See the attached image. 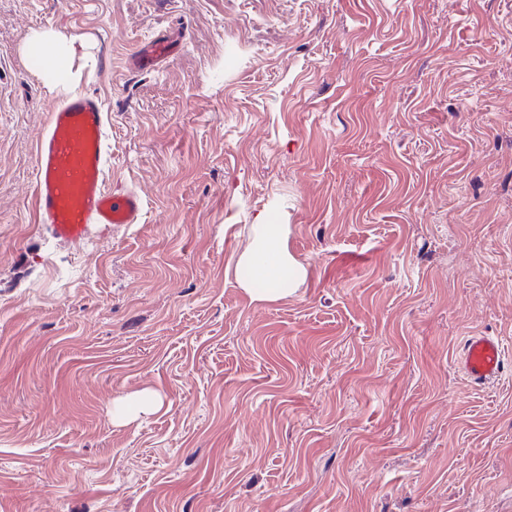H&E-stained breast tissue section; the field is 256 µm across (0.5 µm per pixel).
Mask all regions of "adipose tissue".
Instances as JSON below:
<instances>
[{"mask_svg":"<svg viewBox=\"0 0 512 512\" xmlns=\"http://www.w3.org/2000/svg\"><path fill=\"white\" fill-rule=\"evenodd\" d=\"M77 56L76 42L64 36L32 39L26 57L34 73L58 86L72 83V63ZM237 267L248 268L259 289L252 296L261 302L275 301L296 290L306 271L287 247V227L259 218L252 227L247 247L240 253Z\"/></svg>","mask_w":512,"mask_h":512,"instance_id":"adipose-tissue-1","label":"adipose tissue"}]
</instances>
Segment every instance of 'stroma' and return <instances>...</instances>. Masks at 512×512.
<instances>
[{
	"label": "stroma",
	"mask_w": 512,
	"mask_h": 512,
	"mask_svg": "<svg viewBox=\"0 0 512 512\" xmlns=\"http://www.w3.org/2000/svg\"><path fill=\"white\" fill-rule=\"evenodd\" d=\"M45 33L146 201L76 246L33 210ZM262 214L274 302L227 273ZM474 331L512 352V0H0V512H512ZM177 46L165 35H156L142 42L130 57L135 70H154L174 56ZM26 57L37 76L57 86L71 85L72 63L77 57L75 39L34 38L28 43ZM242 267L252 272L254 281L266 282V288L258 290L252 288L251 282L240 280L241 286L261 302L286 297L296 290L306 274L302 264L288 252L287 225L271 224L269 217H260L257 224H252L250 242L236 261V275ZM505 359V349L499 337L474 332L458 349L454 364L471 384L485 386L498 380Z\"/></svg>",
	"instance_id": "35a3bbf8"
}]
</instances>
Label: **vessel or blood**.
Wrapping results in <instances>:
<instances>
[{
  "label": "vessel or blood",
  "mask_w": 512,
  "mask_h": 512,
  "mask_svg": "<svg viewBox=\"0 0 512 512\" xmlns=\"http://www.w3.org/2000/svg\"><path fill=\"white\" fill-rule=\"evenodd\" d=\"M172 39L156 35L130 57L136 70H153L174 56ZM109 136L101 100L78 92L55 104L35 145L33 206L36 223L68 245L86 240L93 230L112 224H137L145 208L142 197L105 188ZM506 359L499 337L475 332L458 349L454 363L473 385L498 380Z\"/></svg>",
  "instance_id": "b4317fda"
}]
</instances>
